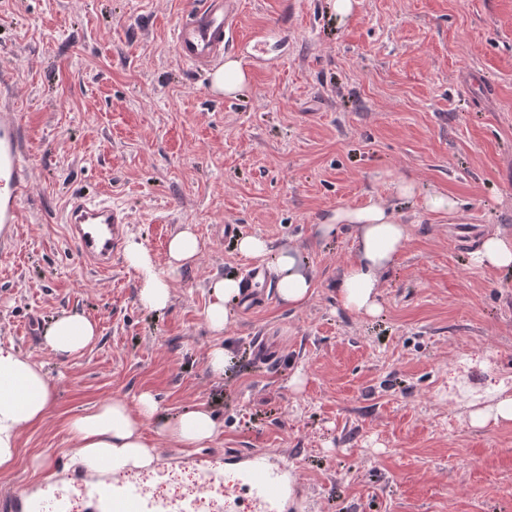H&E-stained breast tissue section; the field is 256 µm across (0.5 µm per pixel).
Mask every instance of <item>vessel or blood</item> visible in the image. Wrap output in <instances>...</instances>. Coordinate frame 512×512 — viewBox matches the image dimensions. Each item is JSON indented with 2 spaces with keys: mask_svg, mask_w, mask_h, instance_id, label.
Wrapping results in <instances>:
<instances>
[{
  "mask_svg": "<svg viewBox=\"0 0 512 512\" xmlns=\"http://www.w3.org/2000/svg\"><path fill=\"white\" fill-rule=\"evenodd\" d=\"M240 0H200L183 16L175 34L179 58L194 69L206 72L223 61L236 39V20ZM33 163L25 125L20 112L7 100L0 101V243L12 239L22 221L21 201L32 180ZM121 207L76 195L65 215L68 237L78 255L100 269L112 266L120 233L129 223ZM235 459L246 474L245 499H224L213 512H284L289 494L297 486L289 484L288 460L265 453H239ZM201 481L192 499L155 496L153 489L139 481L134 472L111 471L102 465L100 472L84 478L86 499L93 512H198L199 500L212 490L218 478L214 465H199ZM0 512H45L41 500L11 497L0 501Z\"/></svg>",
  "mask_w": 512,
  "mask_h": 512,
  "instance_id": "1",
  "label": "vessel or blood"
}]
</instances>
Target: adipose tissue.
<instances>
[{
	"label": "adipose tissue",
	"mask_w": 512,
	"mask_h": 512,
	"mask_svg": "<svg viewBox=\"0 0 512 512\" xmlns=\"http://www.w3.org/2000/svg\"><path fill=\"white\" fill-rule=\"evenodd\" d=\"M340 224L352 226L356 251L354 261L336 284L341 303L358 315L378 314L382 277L403 250L409 227L380 200L336 209L324 220L322 230L329 233ZM236 245L240 254L251 259L262 261L275 255V292L283 305L299 309L310 300L314 283L297 250L272 251L268 241L259 236L241 237ZM202 247L193 228L184 226L171 237L168 264L162 268L142 240L128 237L124 258L135 273L141 304L154 311L167 308L175 275L195 264ZM470 262L481 269L512 270V237L486 234L471 251ZM210 294L206 319L210 329L220 333L230 322L228 302L242 295L240 281L234 277L216 280L210 285ZM96 334L95 324L85 315L70 312L53 321L44 336L54 354L68 358L84 350ZM490 395V405L470 411L471 426L512 422V375L503 377ZM52 397V384L41 366L13 344L0 342V472L13 466L22 430L44 418ZM153 418L160 419L164 436L186 448L211 442L220 429L216 418L205 409L190 410L172 421L161 420L158 404L148 393L139 396L134 410L124 401L111 400L70 420L68 432L75 444V461L93 470L105 460L115 471L149 463L151 443L142 428Z\"/></svg>",
	"instance_id": "1"
}]
</instances>
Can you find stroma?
<instances>
[{
	"label": "stroma",
	"mask_w": 512,
	"mask_h": 512,
	"mask_svg": "<svg viewBox=\"0 0 512 512\" xmlns=\"http://www.w3.org/2000/svg\"><path fill=\"white\" fill-rule=\"evenodd\" d=\"M194 2L0 0V69L34 166L0 256V342L55 388L0 499L78 485L67 421L148 392L162 417L204 407L222 428L184 448L145 421L167 475L206 459L231 490L244 474L225 453L276 451L301 484L294 512H512V424L472 427L460 406L512 374V271L469 260L486 233L512 237V0H359L342 25L331 0H242L232 56L250 83L230 101L176 54ZM398 178L453 195L456 219L397 199ZM78 194L123 207L161 264L193 227L202 252L165 310L140 304L123 256L106 274L81 261L63 220ZM372 198L410 228L375 318L336 291L352 228L319 229ZM250 234L300 253L304 307L281 306L267 263L238 253ZM252 265L259 304L212 332L210 280ZM72 310L98 334L62 359L43 333ZM224 344L217 377L207 354Z\"/></svg>",
	"instance_id": "35a3bbf8"
}]
</instances>
